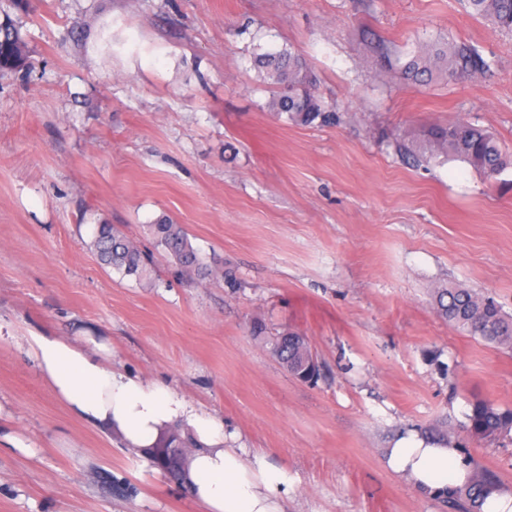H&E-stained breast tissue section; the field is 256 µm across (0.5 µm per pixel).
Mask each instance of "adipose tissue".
<instances>
[{
    "mask_svg": "<svg viewBox=\"0 0 512 512\" xmlns=\"http://www.w3.org/2000/svg\"><path fill=\"white\" fill-rule=\"evenodd\" d=\"M28 356L52 393L77 417L115 433L131 451L153 446L176 425L198 440L186 460V485L202 512H288L294 478L264 452L229 448L224 424L168 385L113 366L112 351L94 337L34 336ZM386 468L415 490L442 499L463 487L472 471L455 443H436L409 430L384 455Z\"/></svg>",
    "mask_w": 512,
    "mask_h": 512,
    "instance_id": "1",
    "label": "adipose tissue"
}]
</instances>
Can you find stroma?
I'll list each match as a JSON object with an SVG mask.
<instances>
[{"mask_svg": "<svg viewBox=\"0 0 512 512\" xmlns=\"http://www.w3.org/2000/svg\"><path fill=\"white\" fill-rule=\"evenodd\" d=\"M7 14L28 67L0 73V512H201L182 484L73 416L26 355L88 332L295 476L289 512H445L382 461L397 434L512 406V350L435 311L460 283L512 314V169L413 167L390 136L470 121L512 151V34L465 0H30ZM475 47L477 79L380 72L431 39ZM289 47L336 126L267 108L255 54ZM180 224L215 272L187 281L147 232ZM149 255L103 266L97 225ZM262 326L264 335L253 333ZM297 331L300 381L268 337ZM512 486V442H468ZM273 355L288 372L303 381H312L320 375V365L306 336L287 332L270 340Z\"/></svg>", "mask_w": 512, "mask_h": 512, "instance_id": "35a3bbf8", "label": "stroma"}]
</instances>
